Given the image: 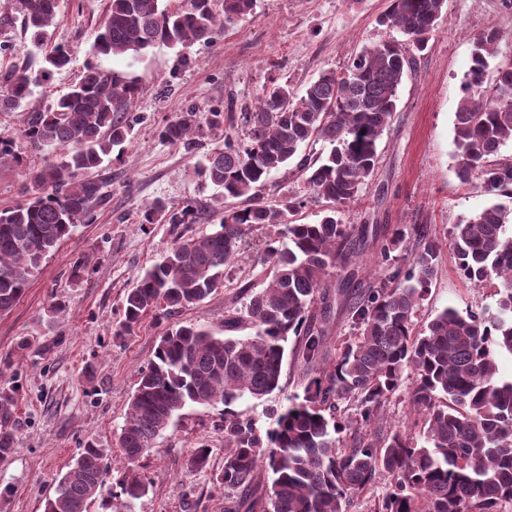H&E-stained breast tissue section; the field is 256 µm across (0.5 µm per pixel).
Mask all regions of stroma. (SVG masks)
Returning <instances> with one entry per match:
<instances>
[{
	"label": "stroma",
	"instance_id": "1",
	"mask_svg": "<svg viewBox=\"0 0 512 512\" xmlns=\"http://www.w3.org/2000/svg\"><path fill=\"white\" fill-rule=\"evenodd\" d=\"M388 5V0H255L252 12L217 44L160 45L141 56L95 58L90 49L106 0H59L52 42L71 49V62L49 84L34 87L30 107L49 105L92 62L138 85L132 109L145 120L135 126L133 142L121 158L101 171L104 197L93 210L92 223L77 225L32 274L13 310L0 315V389L16 391L17 437L14 453L0 460V488L13 490L0 512H43L57 479L87 443L107 453L103 498L114 497L128 468L117 438L138 372L153 358L167 323L149 315L131 335L114 337L123 297L137 273L176 238L211 231L220 219L212 210L215 188L196 176L193 156L158 138L157 126L194 111L195 139L204 153L215 143L206 124L210 114L229 112L235 117L231 135L243 138L241 113L272 82L304 90L320 72L341 70L363 46L397 37V30L377 22ZM3 15L10 22L0 24V75L14 68L37 71L41 54L7 0H0ZM490 30L498 35V61L512 59V0H447L440 26L399 87L397 110L378 142L374 176L341 213L347 224H427L436 232L442 262L417 314L421 327L449 306L464 312L496 303L493 287H476L460 276L452 237L453 224L490 200L479 181L459 179L454 159L463 76L476 38ZM26 120L22 109L0 112V139L13 142L24 165H38L43 154L24 137ZM157 198L194 199L197 222L141 225L144 206ZM78 260L88 266L77 277L72 266ZM259 283L252 258L241 255L227 282L177 318L223 335L224 314L239 306L241 286ZM60 300L68 314L54 324L51 308ZM23 337L29 344L22 350L17 342ZM295 348L288 343L278 391L235 404L258 427H267L269 412L303 390L308 370ZM88 364L94 367L90 379L83 373ZM202 445L210 452L206 467L190 468V457ZM223 465V404L184 409L139 462L148 492L134 502L132 512H224L228 493L213 479Z\"/></svg>",
	"mask_w": 512,
	"mask_h": 512
}]
</instances>
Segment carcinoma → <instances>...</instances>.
<instances>
[{
	"label": "carcinoma",
	"mask_w": 512,
	"mask_h": 512,
	"mask_svg": "<svg viewBox=\"0 0 512 512\" xmlns=\"http://www.w3.org/2000/svg\"><path fill=\"white\" fill-rule=\"evenodd\" d=\"M254 0H109L95 37V55H142L157 45L209 43L245 18ZM30 42L41 47L58 23L57 0H14ZM445 0H389L380 24L398 30L407 42L389 39L362 48L341 72L327 70L299 93L287 82L273 83L251 112L242 113L247 141L224 133L196 166L205 183L219 190L224 207L208 234L179 238L169 251L139 271L122 301L114 335L134 332L152 313L169 318L207 299L248 244L252 229L266 230L257 245L263 267L261 288L242 286L245 303L224 318L218 336L194 323L176 322L160 337L150 363L139 372L127 418L118 436L133 464L149 453L187 406L224 404V466L216 483L247 499L258 469L271 472L272 512H345L377 479L388 482L375 512H502L512 505V378L499 374V356H512V205L496 195L512 190V60L485 84L497 35L475 42L455 112L458 177L479 181L495 196L482 209L453 225L459 269L471 284L496 288V310L461 313L443 309L416 330L423 305L441 264V243L426 224H415L405 244L400 228L344 224L342 209L373 176L377 144L396 112L398 89L413 52L443 18ZM70 62L54 47L36 74L13 70L0 78V110L24 108L32 87L49 81ZM139 87L118 73L86 65L80 80L52 106L30 112L24 136L44 151V164L25 174L31 197L0 209V314L10 312L32 275L76 223L89 218L102 198L96 178L123 145L139 114L130 112ZM195 114L185 112L158 130L161 141L198 149ZM331 146L318 162L300 159L304 196L283 195L276 204L262 190L271 173L288 167L302 145ZM12 144L0 141V167L20 166ZM324 203L321 219L299 223L292 216L308 200ZM193 203L156 199L140 223L193 224ZM377 248L381 266L363 293L351 298L355 272L338 284L336 298L348 306L351 334L324 356L326 325L311 315L327 299L330 271L352 266V258ZM250 333L237 336L235 332ZM311 371L303 394L288 399L264 430L233 405L261 399L280 389L289 337ZM413 375L404 430L374 440L360 436L382 416L401 385ZM356 407L351 417L341 404ZM14 397L0 392V458L14 451L11 421ZM104 450L87 445L58 480L44 512H88L103 484ZM125 508L147 491L135 469L118 482Z\"/></svg>",
	"instance_id": "1"
}]
</instances>
